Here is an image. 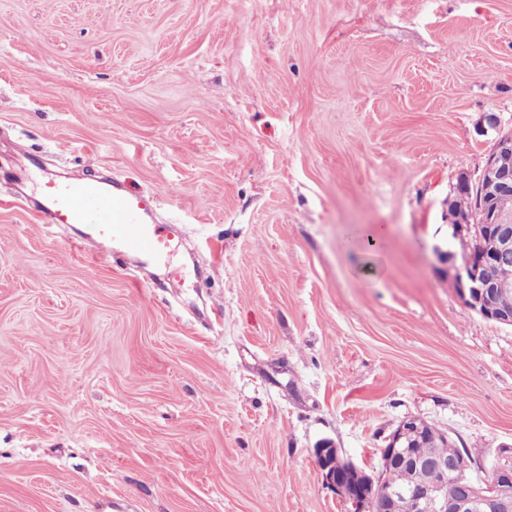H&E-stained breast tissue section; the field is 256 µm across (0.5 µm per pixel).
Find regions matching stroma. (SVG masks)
<instances>
[{
    "mask_svg": "<svg viewBox=\"0 0 512 512\" xmlns=\"http://www.w3.org/2000/svg\"><path fill=\"white\" fill-rule=\"evenodd\" d=\"M490 113L512 0H0V512H349L322 440L512 444V326L435 255ZM103 173L174 191L150 277L34 207Z\"/></svg>",
    "mask_w": 512,
    "mask_h": 512,
    "instance_id": "obj_1",
    "label": "stroma"
}]
</instances>
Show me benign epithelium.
Returning <instances> with one entry per match:
<instances>
[{"label":"benign epithelium","instance_id":"1","mask_svg":"<svg viewBox=\"0 0 512 512\" xmlns=\"http://www.w3.org/2000/svg\"><path fill=\"white\" fill-rule=\"evenodd\" d=\"M488 129L495 133L478 184L483 186L477 211V223L487 226L488 245L479 258L468 250L473 226L456 222L448 214L452 239L460 242L462 253L435 249L448 263V274L456 284L459 298L483 318L512 326V284L482 279L477 269L484 263L506 264L512 261V212L493 206V199L512 192V130L504 129L498 116H486ZM416 419L402 420L386 438L387 457L378 474L363 475L345 461L336 444L324 440L315 448L317 464L324 481L351 505V512H395L396 502L404 495L418 504L433 503V512H512V447L505 445L491 460L481 463L483 476L467 474L468 462L458 457H436L421 463L429 473L424 485L396 486L386 481L385 471L391 462L403 465L414 462L408 443L416 434ZM454 482L458 496L450 499L442 492L444 485Z\"/></svg>","mask_w":512,"mask_h":512}]
</instances>
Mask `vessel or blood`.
<instances>
[{
  "label": "vessel or blood",
  "mask_w": 512,
  "mask_h": 512,
  "mask_svg": "<svg viewBox=\"0 0 512 512\" xmlns=\"http://www.w3.org/2000/svg\"><path fill=\"white\" fill-rule=\"evenodd\" d=\"M157 194L127 192L98 179L48 184L43 208L55 224L90 225L99 256L138 255L151 264L171 247V236L148 217Z\"/></svg>",
  "instance_id": "obj_1"
}]
</instances>
